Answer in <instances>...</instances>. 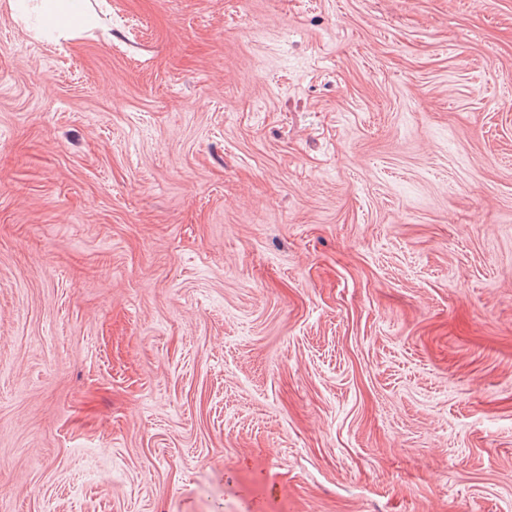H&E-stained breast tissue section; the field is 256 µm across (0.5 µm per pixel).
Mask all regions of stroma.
<instances>
[{"label":"stroma","instance_id":"1","mask_svg":"<svg viewBox=\"0 0 512 512\" xmlns=\"http://www.w3.org/2000/svg\"><path fill=\"white\" fill-rule=\"evenodd\" d=\"M0 0V512H512V0ZM88 0H41V12L45 29L71 37L93 25V17L87 8Z\"/></svg>","mask_w":512,"mask_h":512}]
</instances>
